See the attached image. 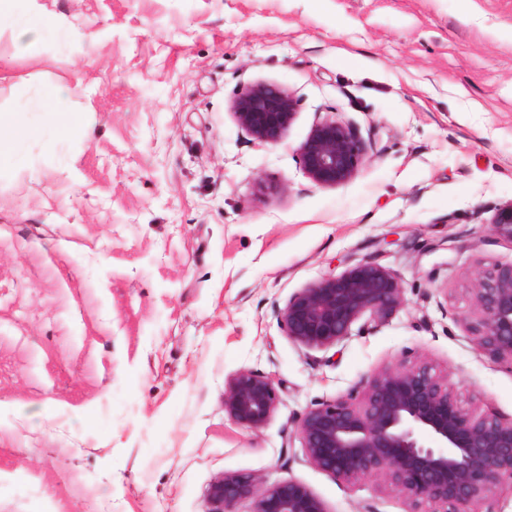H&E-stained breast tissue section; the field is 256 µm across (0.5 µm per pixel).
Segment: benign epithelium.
<instances>
[{"label": "benign epithelium", "instance_id": "obj_1", "mask_svg": "<svg viewBox=\"0 0 512 512\" xmlns=\"http://www.w3.org/2000/svg\"><path fill=\"white\" fill-rule=\"evenodd\" d=\"M296 102L284 88L259 83L233 103V116L254 139L277 145L292 124ZM368 145L350 123L324 118L298 148L309 179L337 187L354 179ZM495 232L512 241V202L494 208ZM473 315L461 321L485 354L512 360V264L469 277ZM403 302L401 280L365 260L325 277L288 300L281 312L286 336L310 350H329L352 336L361 320L383 321ZM280 397L267 377L243 369L224 386V415L253 431L264 428ZM309 462L344 485L375 479L400 493L408 512H480L502 486L512 487V420L476 415L448 389L428 362L384 368L367 381L361 398L323 402L296 421ZM330 512L306 486L263 485L253 475L226 473L207 489L206 512Z\"/></svg>", "mask_w": 512, "mask_h": 512}]
</instances>
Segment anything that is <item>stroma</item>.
<instances>
[{
  "mask_svg": "<svg viewBox=\"0 0 512 512\" xmlns=\"http://www.w3.org/2000/svg\"><path fill=\"white\" fill-rule=\"evenodd\" d=\"M0 28V113L42 125L45 86L85 133L21 145L0 178V512H205L224 474L292 480L330 512H407L312 466L294 426L425 359L463 407L512 419V361L459 324L476 268L512 263V0H38ZM288 90L282 142L235 122ZM354 125L358 175L315 185L314 122ZM361 260L401 307L327 351L288 339V300ZM249 369L280 403L224 415ZM295 108L296 102L287 90L259 83L232 103V114L238 126L254 139L277 145L295 118ZM491 224L500 237L512 241V202L494 207ZM279 402L274 383L252 370H240L224 386V415L253 431H259L269 423Z\"/></svg>",
  "mask_w": 512,
  "mask_h": 512,
  "instance_id": "stroma-1",
  "label": "stroma"
}]
</instances>
